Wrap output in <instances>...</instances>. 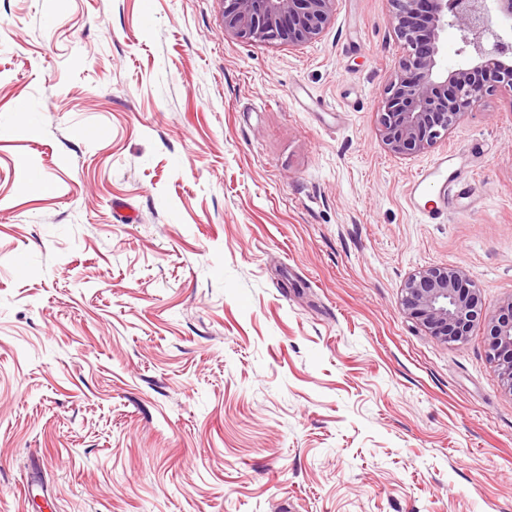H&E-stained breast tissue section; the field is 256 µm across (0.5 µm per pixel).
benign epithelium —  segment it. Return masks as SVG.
<instances>
[{
	"label": "benign epithelium",
	"instance_id": "7a95c632",
	"mask_svg": "<svg viewBox=\"0 0 512 512\" xmlns=\"http://www.w3.org/2000/svg\"><path fill=\"white\" fill-rule=\"evenodd\" d=\"M224 32L262 42L302 45L315 39L336 11V0H224ZM390 26L405 55L381 92L377 135L395 155L422 153L448 136L460 116L500 90L512 96V0H392ZM462 33L475 64L448 71L440 64V33ZM401 305L432 336L464 343L487 321L488 357L512 394V298L494 312L460 266L411 275Z\"/></svg>",
	"mask_w": 512,
	"mask_h": 512
}]
</instances>
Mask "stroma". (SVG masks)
Wrapping results in <instances>:
<instances>
[{
    "mask_svg": "<svg viewBox=\"0 0 512 512\" xmlns=\"http://www.w3.org/2000/svg\"><path fill=\"white\" fill-rule=\"evenodd\" d=\"M390 0L312 42L224 0H0V512H512V395L401 306L512 298V96L376 135ZM472 175L444 224L415 176Z\"/></svg>",
    "mask_w": 512,
    "mask_h": 512,
    "instance_id": "1",
    "label": "stroma"
}]
</instances>
